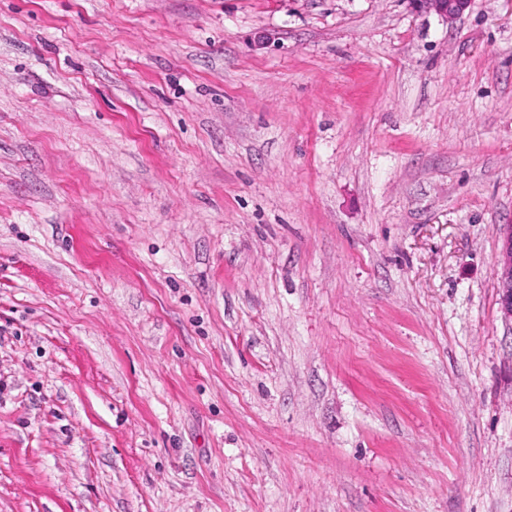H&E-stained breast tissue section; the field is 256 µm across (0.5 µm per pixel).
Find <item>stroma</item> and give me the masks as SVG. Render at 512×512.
I'll use <instances>...</instances> for the list:
<instances>
[{"mask_svg":"<svg viewBox=\"0 0 512 512\" xmlns=\"http://www.w3.org/2000/svg\"><path fill=\"white\" fill-rule=\"evenodd\" d=\"M512 0H0V512H512ZM419 8L433 10L447 20L461 15L469 6L470 0H413ZM503 245L496 268L498 288H500L501 309L512 319V224L500 229Z\"/></svg>","mask_w":512,"mask_h":512,"instance_id":"1","label":"stroma"}]
</instances>
